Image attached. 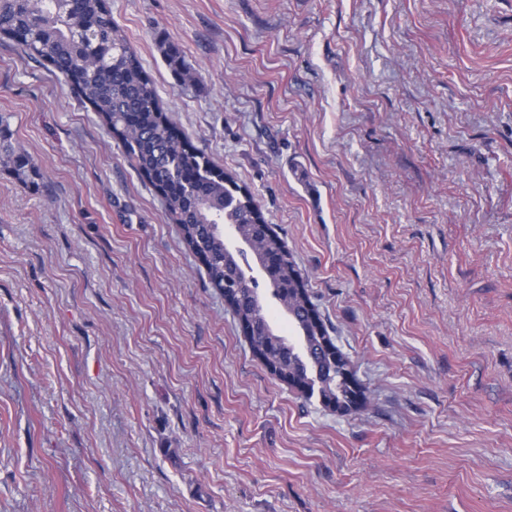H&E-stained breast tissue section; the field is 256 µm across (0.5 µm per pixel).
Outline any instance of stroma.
Returning <instances> with one entry per match:
<instances>
[{
	"label": "stroma",
	"instance_id": "obj_1",
	"mask_svg": "<svg viewBox=\"0 0 512 512\" xmlns=\"http://www.w3.org/2000/svg\"><path fill=\"white\" fill-rule=\"evenodd\" d=\"M109 5L367 403L273 376L122 143L2 39L35 174L0 164V512H512V0ZM160 49L168 66L174 71V73L182 78L184 83H189L191 85L195 84L196 80L192 76L191 72L186 71L187 68L182 60V55L179 49L171 42L164 40L160 44Z\"/></svg>",
	"mask_w": 512,
	"mask_h": 512
}]
</instances>
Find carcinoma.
I'll use <instances>...</instances> for the list:
<instances>
[{
	"mask_svg": "<svg viewBox=\"0 0 512 512\" xmlns=\"http://www.w3.org/2000/svg\"><path fill=\"white\" fill-rule=\"evenodd\" d=\"M0 37L63 76L80 101L122 141L133 167L164 195L168 218L180 226L186 245L202 259L210 283L224 292L238 321H266L257 291L239 262L244 252L227 248L219 228L236 224L247 232L262 218L254 197L240 194L229 174L179 140L139 56L112 21L108 0H0ZM160 49L174 73L195 84L179 49L168 41L161 42ZM0 152L17 178L26 180L33 170L30 159L8 144L0 143ZM261 242L279 256L269 286L288 311L301 345L298 350L271 333V355L285 343L288 356L267 363L303 394L309 379L319 378L315 386L321 401L340 414L365 406V391L346 377L355 374L354 365L328 336L285 243L268 228ZM283 281L291 285L286 297L280 288Z\"/></svg>",
	"mask_w": 512,
	"mask_h": 512,
	"instance_id": "carcinoma-1",
	"label": "carcinoma"
}]
</instances>
